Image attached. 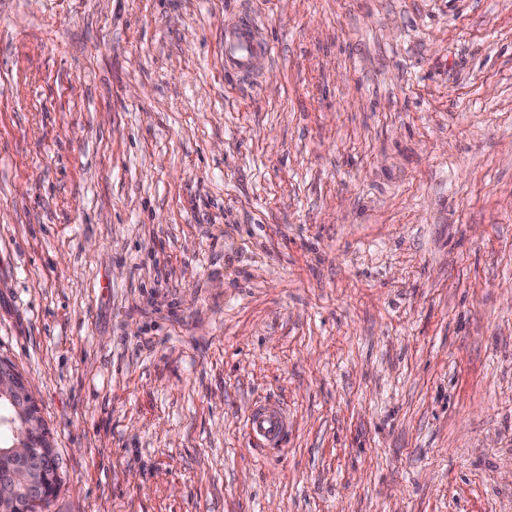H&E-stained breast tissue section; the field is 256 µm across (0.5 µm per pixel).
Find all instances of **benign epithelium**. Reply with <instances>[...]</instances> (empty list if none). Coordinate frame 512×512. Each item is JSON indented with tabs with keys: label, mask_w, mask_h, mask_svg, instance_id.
I'll return each instance as SVG.
<instances>
[{
	"label": "benign epithelium",
	"mask_w": 512,
	"mask_h": 512,
	"mask_svg": "<svg viewBox=\"0 0 512 512\" xmlns=\"http://www.w3.org/2000/svg\"><path fill=\"white\" fill-rule=\"evenodd\" d=\"M6 393L16 404L22 415L18 440L0 454L13 461L8 471L0 476V504H6L21 492L30 493L33 512H48V499L42 494L39 483L38 465L41 459H52L51 452L35 451L34 438L41 434L44 420L41 413L32 412L28 406L36 403V396L30 381L7 362L0 361V393Z\"/></svg>",
	"instance_id": "1"
}]
</instances>
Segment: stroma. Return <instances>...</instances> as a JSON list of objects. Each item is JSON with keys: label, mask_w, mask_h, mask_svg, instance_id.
<instances>
[{"label": "stroma", "mask_w": 512, "mask_h": 512, "mask_svg": "<svg viewBox=\"0 0 512 512\" xmlns=\"http://www.w3.org/2000/svg\"><path fill=\"white\" fill-rule=\"evenodd\" d=\"M0 358L50 512H512V0H0ZM271 51L264 29L252 16H245L239 30L224 35V71L237 76L253 75L255 61L268 59ZM249 434L263 446L276 448L287 431L286 414L280 406L262 404L247 419Z\"/></svg>", "instance_id": "1"}]
</instances>
